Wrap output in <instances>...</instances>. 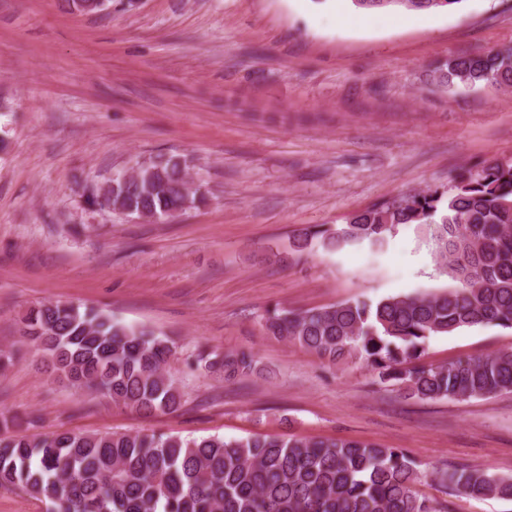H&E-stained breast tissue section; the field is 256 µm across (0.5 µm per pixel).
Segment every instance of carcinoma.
Instances as JSON below:
<instances>
[{"mask_svg":"<svg viewBox=\"0 0 512 512\" xmlns=\"http://www.w3.org/2000/svg\"><path fill=\"white\" fill-rule=\"evenodd\" d=\"M363 11L400 7L444 10L461 0H352ZM440 84H491L512 90V46L447 59ZM187 161L159 157L140 179L114 180L112 208L130 216H169L203 203L182 191ZM429 238L440 269L457 285L439 292L348 300L311 309L266 312L267 334L336 363L359 359L379 381L415 401H466L512 392V350L433 365L426 341L464 327L512 328V161L491 159L465 170L450 191L403 193L351 213L335 227L305 228L296 252H335L367 243L382 248L401 225ZM22 337L48 371L78 389L144 413H171L183 394L165 365L174 344L95 307L41 303L22 320ZM245 350L217 353L206 368L226 382L256 370ZM0 418V486L45 501L46 512H438L416 490L415 462L398 448L336 438L309 441L253 434L183 439L163 434L9 433ZM475 499H512V477L488 468L437 474Z\"/></svg>","mask_w":512,"mask_h":512,"instance_id":"cac0c4a2","label":"carcinoma"}]
</instances>
